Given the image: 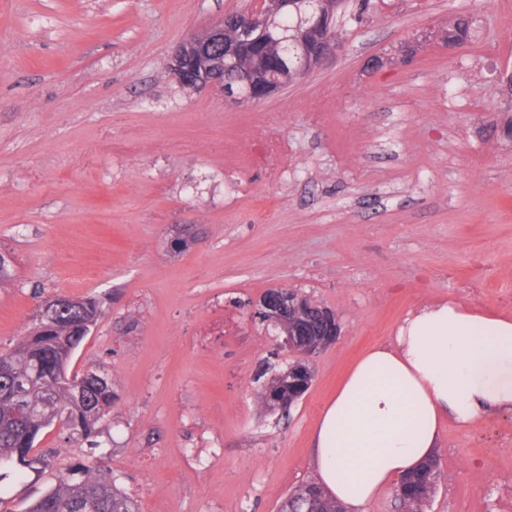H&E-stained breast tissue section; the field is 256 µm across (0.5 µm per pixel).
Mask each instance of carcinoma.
<instances>
[{
	"mask_svg": "<svg viewBox=\"0 0 512 512\" xmlns=\"http://www.w3.org/2000/svg\"><path fill=\"white\" fill-rule=\"evenodd\" d=\"M333 25L328 31L331 38L340 36L348 21H363L361 6H355L346 15L349 0H335ZM315 8L312 0H300L288 6L277 18L276 31L288 38L265 42L261 49L243 57L242 63L269 66L285 50L286 44L298 39L309 25ZM473 21L459 18L448 24L444 40L450 46H463L472 38ZM61 309L52 322L37 325L39 334L29 333L15 346L0 351V469L31 464L29 454L41 431L49 427L56 417L69 430L68 442L79 444L80 439L92 434L98 422L106 415V408L116 399L112 377L88 370L82 374H69L74 352L91 330L103 311L102 302L95 297L66 299V294L53 296ZM26 377L32 386L29 403L31 412L18 407L13 400L12 382L16 374ZM81 390L83 402H78L76 390ZM281 401L286 411L296 401L294 389L286 386L270 391L262 388L263 407L271 404L270 397ZM438 471L434 463L425 464L419 471L406 477L407 494L399 498L402 512H424L435 493ZM93 501L95 512H139L136 501L126 496L112 479V471L104 461L82 467L81 479L61 472L54 486L28 506L26 512H81L87 501ZM336 501L326 497L311 483L295 487L283 501L280 512H334Z\"/></svg>",
	"mask_w": 512,
	"mask_h": 512,
	"instance_id": "cac0c4a2",
	"label": "carcinoma"
}]
</instances>
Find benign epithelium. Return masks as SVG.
<instances>
[{
	"mask_svg": "<svg viewBox=\"0 0 512 512\" xmlns=\"http://www.w3.org/2000/svg\"><path fill=\"white\" fill-rule=\"evenodd\" d=\"M323 5V0L317 2L315 20L306 28L305 36L296 42L298 65L292 69L281 62L275 64L274 73L242 68L237 81L224 82V66L239 64L245 51L258 46L256 32L267 31L274 19L288 7V0H256L249 12L232 19V36L226 35L224 22L220 21L179 45L167 66L168 76L182 89L199 91L209 88L235 104L261 100L287 86L292 75L319 64L335 51L336 43L327 39L323 32ZM302 300L303 296L288 288L270 289L259 300V310L266 322L279 327L280 345L296 356L295 365L288 369L294 377L288 381L290 385L301 383L297 376L302 364L310 362L339 337V331L332 329L326 335L302 344V337L316 335L310 324L313 306L302 304Z\"/></svg>",
	"mask_w": 512,
	"mask_h": 512,
	"instance_id": "1",
	"label": "benign epithelium"
}]
</instances>
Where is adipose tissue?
Masks as SVG:
<instances>
[{
    "label": "adipose tissue",
    "instance_id": "1",
    "mask_svg": "<svg viewBox=\"0 0 512 512\" xmlns=\"http://www.w3.org/2000/svg\"><path fill=\"white\" fill-rule=\"evenodd\" d=\"M512 413V318L448 300L421 306L366 351L323 407L315 482L345 512L436 458L444 419L460 428Z\"/></svg>",
    "mask_w": 512,
    "mask_h": 512
}]
</instances>
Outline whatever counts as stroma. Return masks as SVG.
I'll use <instances>...</instances> for the list:
<instances>
[{
    "label": "stroma",
    "mask_w": 512,
    "mask_h": 512,
    "mask_svg": "<svg viewBox=\"0 0 512 512\" xmlns=\"http://www.w3.org/2000/svg\"><path fill=\"white\" fill-rule=\"evenodd\" d=\"M373 3L334 56L238 105L166 65L251 0H0V348L29 333L35 292L98 298L69 371L104 367L118 394L93 441L39 436L49 468L1 479L0 512L98 458L141 512H279L314 479L323 406L409 311L512 316V0ZM460 16L470 44L432 39ZM279 287L340 337L276 420L256 375L294 356L252 311ZM437 461L426 512H512L511 416L445 422Z\"/></svg>",
    "instance_id": "obj_1"
}]
</instances>
